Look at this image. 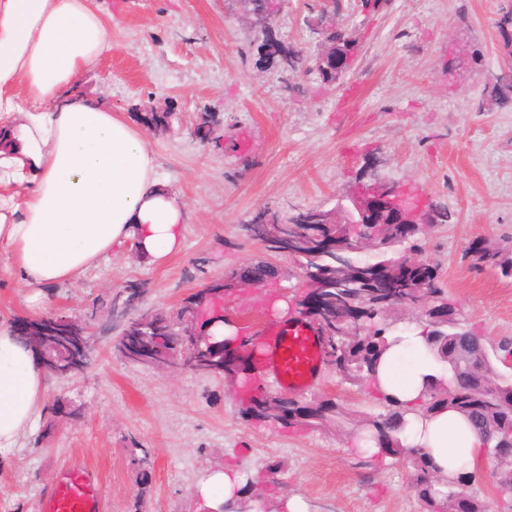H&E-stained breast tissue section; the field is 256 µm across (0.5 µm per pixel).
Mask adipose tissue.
Wrapping results in <instances>:
<instances>
[{"mask_svg": "<svg viewBox=\"0 0 512 512\" xmlns=\"http://www.w3.org/2000/svg\"><path fill=\"white\" fill-rule=\"evenodd\" d=\"M111 49L95 0H0V186L27 190L20 205L0 195V248L34 314L46 289L73 283L126 239L153 262L182 246L185 206L160 179L143 133L122 113L69 93ZM25 100L31 109L22 108ZM19 111L24 121L16 125L11 116ZM389 343L374 387L417 406L445 366L418 328L395 330ZM47 390L48 373L30 346L0 328V455L37 425ZM402 437L451 479L481 459L480 437L454 410L410 416ZM242 487L235 471L212 473L197 487V512H236Z\"/></svg>", "mask_w": 512, "mask_h": 512, "instance_id": "ef3b65f1", "label": "adipose tissue"}]
</instances>
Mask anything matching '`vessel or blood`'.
<instances>
[{"instance_id": "vessel-or-blood-1", "label": "vessel or blood", "mask_w": 512, "mask_h": 512, "mask_svg": "<svg viewBox=\"0 0 512 512\" xmlns=\"http://www.w3.org/2000/svg\"><path fill=\"white\" fill-rule=\"evenodd\" d=\"M257 368L275 387L292 393L312 388L324 368V344L315 325L296 319L265 328ZM101 488L83 465L66 470L44 497V512H98Z\"/></svg>"}]
</instances>
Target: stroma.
Returning <instances> with one entry per match:
<instances>
[{"mask_svg":"<svg viewBox=\"0 0 512 512\" xmlns=\"http://www.w3.org/2000/svg\"><path fill=\"white\" fill-rule=\"evenodd\" d=\"M268 25L283 45L324 53L313 28L314 0H273ZM112 29V50L82 72L73 95L99 99L136 120L166 105L171 128L149 136L157 171L187 210L181 250L160 262L134 255L131 242L72 284L47 291L46 315L85 321L93 357L71 380L51 378L47 402L77 412L41 413L18 448L0 457V512H42L57 474L74 463L99 477L101 512H196L198 482L233 468L277 487L251 499L254 512H279L297 495L310 512H425L404 462L372 460L336 430L294 431L247 423L222 380L129 363L115 350L123 328L113 293L142 284L138 312H176L225 271L270 258L275 278L227 292L224 309L240 335L272 321L279 296L304 294L297 263L268 257L241 226L257 209L280 215L336 207L377 177L447 208L448 223L424 235V256L486 344L512 339V278L474 270L464 250L477 237L512 248V101L492 91L512 74L500 34L502 0H341L337 28L356 49L342 85L318 73L295 76L268 58L244 0H97ZM216 137L194 135L203 114ZM0 251V327L29 318L19 282ZM314 393L360 412L377 411L369 387L338 383L325 370ZM151 483L140 493L141 456Z\"/></svg>","mask_w":512,"mask_h":512,"instance_id":"stroma-1","label":"stroma"}]
</instances>
